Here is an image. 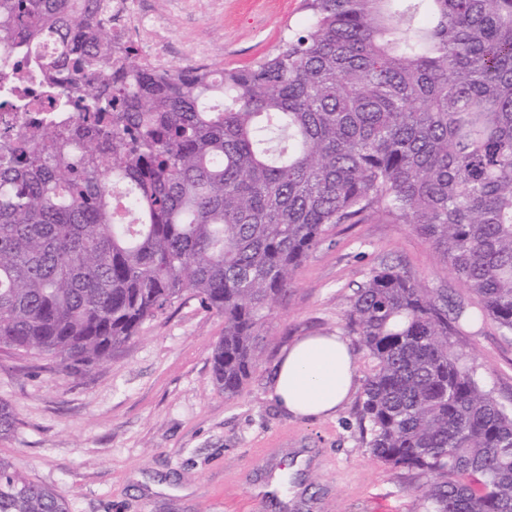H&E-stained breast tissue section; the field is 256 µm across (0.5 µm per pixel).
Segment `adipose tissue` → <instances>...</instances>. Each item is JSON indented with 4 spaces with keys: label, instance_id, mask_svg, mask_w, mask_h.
Segmentation results:
<instances>
[{
    "label": "adipose tissue",
    "instance_id": "1",
    "mask_svg": "<svg viewBox=\"0 0 512 512\" xmlns=\"http://www.w3.org/2000/svg\"><path fill=\"white\" fill-rule=\"evenodd\" d=\"M356 363L341 334L304 336L285 348L274 367L269 396L297 418L335 416L357 389Z\"/></svg>",
    "mask_w": 512,
    "mask_h": 512
}]
</instances>
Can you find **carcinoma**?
Returning <instances> with one entry per match:
<instances>
[{
    "mask_svg": "<svg viewBox=\"0 0 512 512\" xmlns=\"http://www.w3.org/2000/svg\"><path fill=\"white\" fill-rule=\"evenodd\" d=\"M303 9L253 66L163 74L104 41L111 0H0V45H54L26 58L39 111L73 113L0 133V349L77 374L189 294L224 317L233 397L332 227L409 224L474 306L369 270L345 314L366 444L425 477L423 512H512V411L455 343L487 317L512 335V0ZM26 79L0 72V109H30ZM0 512L69 510L0 457Z\"/></svg>",
    "mask_w": 512,
    "mask_h": 512,
    "instance_id": "obj_1",
    "label": "carcinoma"
}]
</instances>
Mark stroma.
<instances>
[{
	"label": "stroma",
	"mask_w": 512,
	"mask_h": 512,
	"mask_svg": "<svg viewBox=\"0 0 512 512\" xmlns=\"http://www.w3.org/2000/svg\"><path fill=\"white\" fill-rule=\"evenodd\" d=\"M163 28L172 67L189 42L210 45L213 70L246 67L274 52L305 19L302 0H134ZM401 263L428 287L471 304L431 244L405 224H340L295 274L243 389L225 396L212 378L224 319L197 300L147 322L103 364L70 377L49 360L0 353V402L14 412L0 457L63 499L69 512H275L243 471L259 468L281 436L306 440L318 457L305 483L318 512H420L419 479L369 452L360 402L336 417L297 419L268 396L279 352L302 336L344 331L350 297L372 267ZM459 343L479 384L512 409V336L491 320Z\"/></svg>",
	"instance_id": "stroma-1"
}]
</instances>
